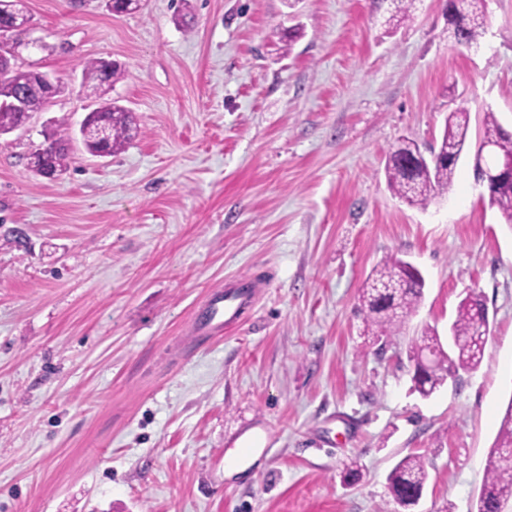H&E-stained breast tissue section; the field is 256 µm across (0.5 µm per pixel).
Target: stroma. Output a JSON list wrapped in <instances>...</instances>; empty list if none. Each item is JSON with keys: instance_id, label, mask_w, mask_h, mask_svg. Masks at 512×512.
I'll return each mask as SVG.
<instances>
[{"instance_id": "obj_1", "label": "stroma", "mask_w": 512, "mask_h": 512, "mask_svg": "<svg viewBox=\"0 0 512 512\" xmlns=\"http://www.w3.org/2000/svg\"><path fill=\"white\" fill-rule=\"evenodd\" d=\"M42 47L16 64L62 83L0 136V512H386L404 456L429 480L415 512H471L512 400V226L471 155L427 208L387 187L400 139L438 146L457 106L512 130V0L448 36L446 0H25ZM301 25L285 46L282 29ZM126 71L111 96L141 132L112 156L73 143L48 179L49 121L93 108L81 63ZM423 302L378 349L359 291L387 256ZM264 273L223 339L194 314ZM490 320L477 369L412 389V340L447 336L459 301ZM262 448L228 475L224 451ZM358 464L360 476L347 472Z\"/></svg>"}]
</instances>
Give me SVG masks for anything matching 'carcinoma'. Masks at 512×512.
Returning <instances> with one entry per match:
<instances>
[{"instance_id":"obj_1","label":"carcinoma","mask_w":512,"mask_h":512,"mask_svg":"<svg viewBox=\"0 0 512 512\" xmlns=\"http://www.w3.org/2000/svg\"><path fill=\"white\" fill-rule=\"evenodd\" d=\"M28 17L24 0H0V23ZM484 25V0H461L449 3L448 34L458 43L475 44ZM125 76L122 66L112 60L89 59L82 65L83 87L87 94L100 100L98 107L86 115L82 138L85 150L99 149L114 154L139 131L133 112L107 99L112 85ZM46 106L45 90L37 83L36 71L11 67L0 73V135L10 133L34 113ZM469 112L458 107L448 113L439 147L425 157L418 145L401 140L388 154L387 184L391 191L412 206L427 207L439 194L448 190L457 164L466 149ZM73 140L70 127L56 122L40 145L46 165L61 172L67 165ZM492 142L501 157H512V135L504 131L492 111L484 113L483 133L479 143ZM490 206L501 220L512 226V181L506 180L486 189ZM425 288L420 270L409 262L388 256L367 277L360 302L364 319L372 336L389 339L399 335L418 309ZM489 320L486 305L475 294L458 304L456 317L448 328L450 346L443 348L437 331L426 328L410 349L414 362L413 390L428 398L445 384L452 370L477 368L484 356ZM512 399L503 413L500 427L490 450L485 480L476 498L475 512H504L512 501ZM429 474L418 455L401 459L388 475L389 492L394 509L407 512L416 507Z\"/></svg>"}]
</instances>
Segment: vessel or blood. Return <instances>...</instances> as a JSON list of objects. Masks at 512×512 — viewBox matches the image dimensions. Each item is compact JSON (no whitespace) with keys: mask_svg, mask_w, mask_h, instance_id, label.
Instances as JSON below:
<instances>
[{"mask_svg":"<svg viewBox=\"0 0 512 512\" xmlns=\"http://www.w3.org/2000/svg\"><path fill=\"white\" fill-rule=\"evenodd\" d=\"M254 288V281L241 278L233 286L211 293L198 316L201 332L217 339L236 325L254 302Z\"/></svg>","mask_w":512,"mask_h":512,"instance_id":"b4317fda","label":"vessel or blood"}]
</instances>
